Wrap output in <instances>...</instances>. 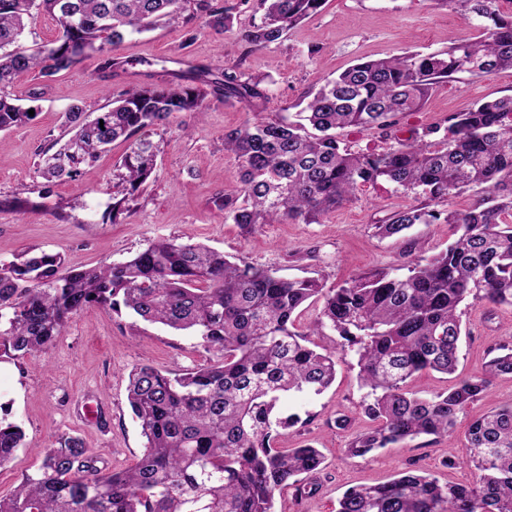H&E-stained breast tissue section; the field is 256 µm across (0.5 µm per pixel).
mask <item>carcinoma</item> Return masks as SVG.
<instances>
[{
    "label": "carcinoma",
    "instance_id": "obj_1",
    "mask_svg": "<svg viewBox=\"0 0 512 512\" xmlns=\"http://www.w3.org/2000/svg\"><path fill=\"white\" fill-rule=\"evenodd\" d=\"M228 0H0V131L32 120L9 92L37 70L53 77L91 52L133 33L181 23L185 45L197 29L222 34L240 8ZM325 0H258L260 22L237 29L250 50L281 42ZM453 3L483 35L455 40L435 52L350 66L299 103L294 118L245 121L224 131V151L238 160L236 189L224 194V220L252 231L263 224H317L351 200L362 184L386 181L415 203L386 214L378 233L393 236L416 224H451L448 247L396 273L360 272L336 288L313 278L287 279L262 266L240 264L224 252L175 238L150 241L129 258L62 272L58 253L25 252L0 264V356L19 359L52 347L71 318L91 306L151 324L188 331L216 352L208 366L162 372L149 364L128 376V403L145 438L132 467L99 465L78 436L43 449L37 473L25 474L0 512H272L277 492L301 491L322 469L310 444L279 448L282 431L303 424L297 413L276 415L286 393L319 395L336 379L339 357L352 355L364 415L346 448L364 457L420 435L452 436L457 418L479 400L493 378L512 374V348L500 347L479 375L457 376L459 306L471 298L512 306V96L475 104L382 153H361L336 129H385L421 109L433 86L458 74L482 77L512 69V14L500 0ZM56 22L57 38L37 47L24 39L33 12ZM196 85L169 83L119 93L92 117L81 105L63 113L68 138L39 154L44 189L75 178L116 141L128 143L121 197L112 218L128 211L153 176L159 152L145 131L164 127L176 112H204L207 86L224 103L259 106L265 78L232 69ZM481 186L486 196L467 210H436L456 192ZM313 303L316 318L299 330ZM331 331L340 347L310 340ZM451 376L444 392L421 394L409 383L424 372ZM22 428L0 415V466L25 447ZM462 461L476 471L471 484H442L409 470L378 485L347 489L336 512H512V406L473 420Z\"/></svg>",
    "mask_w": 512,
    "mask_h": 512
}]
</instances>
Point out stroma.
Masks as SVG:
<instances>
[{
    "mask_svg": "<svg viewBox=\"0 0 512 512\" xmlns=\"http://www.w3.org/2000/svg\"><path fill=\"white\" fill-rule=\"evenodd\" d=\"M476 29L454 6L435 0H325L322 10L294 27L282 43L248 52L235 31L201 30L185 44L178 27H160L105 47L71 70L47 79L31 74L12 88L21 103L34 104L29 123L0 132V263L24 251L62 255L65 265L82 269L119 261L158 238H176L224 251L237 262L261 265L286 278H315L326 287L356 273L380 267L406 269L446 248L454 229L448 224H417L400 236L377 234L375 223L387 212L411 204L410 196L381 182L358 188L353 201L317 224H264L247 232L226 222L217 200L239 180L235 159L224 151V131L255 119V112L225 104L209 94L202 114H173L167 129L155 130L158 144L155 179L117 220L104 212L118 191V166L128 146L110 150L75 179L44 189L36 172L39 152L62 135L60 116L73 104L96 112L110 94L161 84L171 74H190L205 66L213 73L234 66L266 77L269 100L261 115L284 113L306 93L351 65L407 52L447 49L449 40L467 39ZM124 59L125 68L107 69L105 57ZM512 95V70L485 77L460 75L438 84L421 110L398 117L394 127L341 130L353 149L380 153L411 131L445 124L453 113L483 99ZM38 202L37 210L17 207L20 199ZM460 375L480 373L491 352L512 345V307L488 310L481 302L461 305ZM198 337L175 332L102 308L73 317L55 345L19 360L0 359V406L26 435L25 448L0 466V497L9 495L24 474L35 472L42 450L63 434L80 436L89 454L105 466H134L144 439L127 403L128 374L149 363L179 370L213 361ZM354 359L337 365L334 384L320 395L283 396L282 414L296 413L302 426L279 438L282 448L311 442L325 456L314 477L316 491L277 494L274 512H335L349 487L388 481L416 469L440 481L468 482L470 468L448 467V456H464L472 417L512 404V375L495 377L482 399L460 414L452 440L421 436L362 458H347L351 430L336 418L353 417L369 427L362 413Z\"/></svg>",
    "mask_w": 512,
    "mask_h": 512,
    "instance_id": "1",
    "label": "stroma"
}]
</instances>
